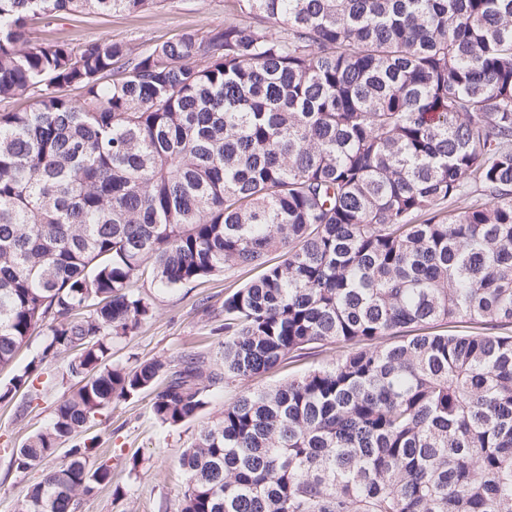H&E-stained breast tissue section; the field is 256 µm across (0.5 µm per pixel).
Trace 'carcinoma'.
<instances>
[{
	"mask_svg": "<svg viewBox=\"0 0 512 512\" xmlns=\"http://www.w3.org/2000/svg\"><path fill=\"white\" fill-rule=\"evenodd\" d=\"M162 0H0V387L73 382L25 472L117 400L175 428L248 390L179 459L178 512H512V0H227L224 25L138 50L34 42L28 22ZM81 90L74 101L66 91ZM242 266L224 346L132 367L112 340L173 290ZM455 323L461 330L401 331ZM96 438L16 512L112 483ZM46 327L44 325L37 326L29 336L27 342L18 352L13 364L7 368L0 370V385L8 383L12 375L19 369L23 368L27 362L40 349L46 338Z\"/></svg>",
	"mask_w": 512,
	"mask_h": 512,
	"instance_id": "obj_1",
	"label": "carcinoma"
}]
</instances>
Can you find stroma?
<instances>
[{"mask_svg": "<svg viewBox=\"0 0 512 512\" xmlns=\"http://www.w3.org/2000/svg\"><path fill=\"white\" fill-rule=\"evenodd\" d=\"M224 0H165L163 6L138 14H76L63 18L38 20L30 25L33 39H60L80 47L112 39L144 49L154 43L186 31L206 30L223 25ZM254 276L253 270L239 268L185 287L165 291L150 282L140 284L155 307L152 319L132 334L114 339L112 361L133 365L148 359L176 361L187 352L216 359L224 341L219 326L224 298ZM336 353L335 345H325L319 355L300 359L284 368L214 389L210 405L199 419L175 428L160 426L151 412V394L113 404L91 432L100 441L102 458L112 463V483L83 498L79 512H176L177 494L185 481L178 460L191 447L203 423L223 412L243 389L275 385L323 365ZM68 391L67 386H50L38 407L25 410L16 404L0 403V512H15L30 486L42 480L46 472L62 463L65 449L27 472L12 469L9 451L21 447L50 421L54 408ZM138 459L137 472H130L129 459ZM122 487V497L112 494Z\"/></svg>", "mask_w": 512, "mask_h": 512, "instance_id": "35a3bbf8", "label": "stroma"}]
</instances>
